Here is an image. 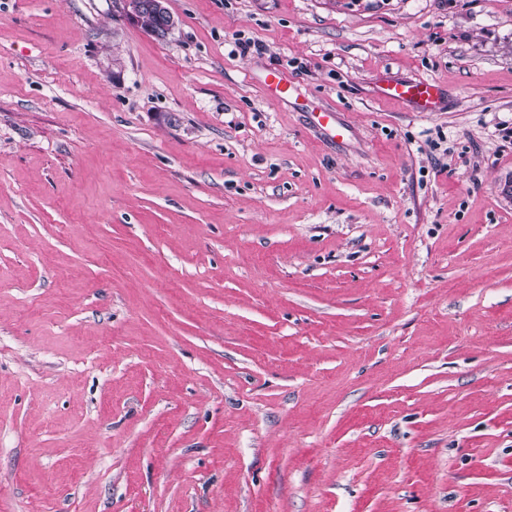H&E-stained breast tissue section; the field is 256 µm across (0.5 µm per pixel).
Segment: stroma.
<instances>
[{
  "mask_svg": "<svg viewBox=\"0 0 512 512\" xmlns=\"http://www.w3.org/2000/svg\"><path fill=\"white\" fill-rule=\"evenodd\" d=\"M166 6L0 0V512H512V0ZM124 10L133 20H137L139 13L152 15L163 22V33L159 29L151 33L157 37L165 36L176 26L177 22L165 6L166 0H123ZM265 86L270 98L278 101L288 100V102H292L296 106L304 105L297 103V87L293 78L288 77L279 70L270 69L267 71ZM377 97L393 100L413 112H439L443 102V88L429 80H395L380 77L374 85ZM313 122L321 129L326 138L343 141L351 127L343 123L335 110L313 107L309 112Z\"/></svg>",
  "mask_w": 512,
  "mask_h": 512,
  "instance_id": "stroma-1",
  "label": "stroma"
}]
</instances>
